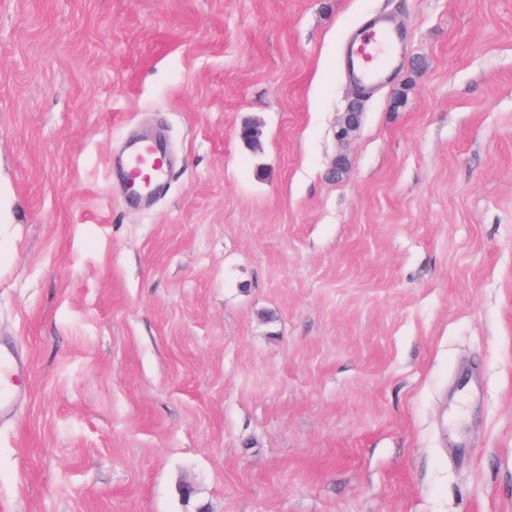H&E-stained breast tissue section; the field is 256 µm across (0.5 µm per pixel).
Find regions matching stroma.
<instances>
[{"label":"stroma","instance_id":"obj_1","mask_svg":"<svg viewBox=\"0 0 512 512\" xmlns=\"http://www.w3.org/2000/svg\"><path fill=\"white\" fill-rule=\"evenodd\" d=\"M0 344V512H512V0H0ZM396 39V32L386 24H372L359 31L351 41L347 58L349 72L355 81L366 85L382 76L386 57L375 64L372 48L378 43L393 46ZM123 170L124 177L138 190L132 200H140L159 190L169 175L166 141L157 137L131 146L123 161ZM142 177L148 181L144 182ZM24 371V364L9 349L0 345V416L13 408L16 389L13 381Z\"/></svg>","mask_w":512,"mask_h":512}]
</instances>
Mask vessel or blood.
Returning <instances> with one entry per match:
<instances>
[{"label":"vessel or blood","instance_id":"obj_1","mask_svg":"<svg viewBox=\"0 0 512 512\" xmlns=\"http://www.w3.org/2000/svg\"><path fill=\"white\" fill-rule=\"evenodd\" d=\"M396 39V32L386 24H372L359 31L351 41L347 58L355 81L366 85L382 76L385 66L375 62L372 48L379 43L394 44ZM123 170L139 197L159 190L169 175L166 141L157 137L131 146L123 161ZM23 370L24 365L14 352L0 347V415L12 409L16 395L13 382Z\"/></svg>","mask_w":512,"mask_h":512}]
</instances>
